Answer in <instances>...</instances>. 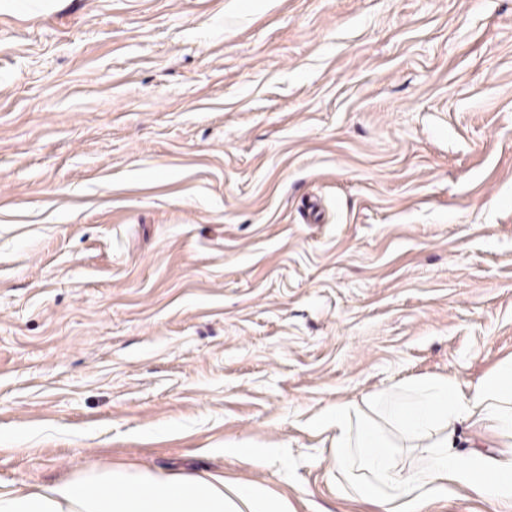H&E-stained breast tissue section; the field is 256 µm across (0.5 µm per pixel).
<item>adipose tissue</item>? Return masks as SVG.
Masks as SVG:
<instances>
[{"instance_id": "obj_1", "label": "adipose tissue", "mask_w": 512, "mask_h": 512, "mask_svg": "<svg viewBox=\"0 0 512 512\" xmlns=\"http://www.w3.org/2000/svg\"><path fill=\"white\" fill-rule=\"evenodd\" d=\"M379 407L402 435L428 449V465L421 471L397 468L393 445L379 427L350 405L336 404L314 423L333 431L334 459L350 493L373 501L379 512H423L450 481L486 499L512 497L511 461L491 468L479 458L460 460L452 450L455 425L462 421L512 438V362L473 392H463L456 380L436 379ZM0 512H288V502L258 483L228 486L212 474L96 463L46 484L21 477L0 482Z\"/></svg>"}]
</instances>
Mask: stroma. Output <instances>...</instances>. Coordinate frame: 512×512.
Segmentation results:
<instances>
[{"label": "stroma", "instance_id": "stroma-1", "mask_svg": "<svg viewBox=\"0 0 512 512\" xmlns=\"http://www.w3.org/2000/svg\"><path fill=\"white\" fill-rule=\"evenodd\" d=\"M507 361L512 0H0V481L375 512L314 417Z\"/></svg>", "mask_w": 512, "mask_h": 512}]
</instances>
